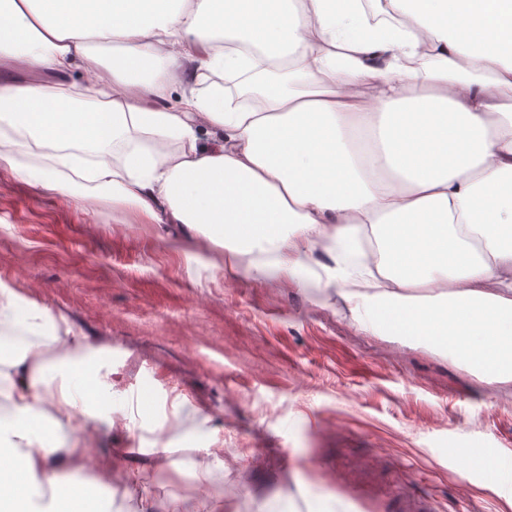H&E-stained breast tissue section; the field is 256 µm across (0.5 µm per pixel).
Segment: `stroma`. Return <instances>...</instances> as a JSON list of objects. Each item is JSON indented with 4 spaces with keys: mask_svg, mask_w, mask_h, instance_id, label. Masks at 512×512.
Masks as SVG:
<instances>
[{
    "mask_svg": "<svg viewBox=\"0 0 512 512\" xmlns=\"http://www.w3.org/2000/svg\"><path fill=\"white\" fill-rule=\"evenodd\" d=\"M461 11L484 42L512 35V15L485 0ZM181 234L0 166V289L111 348L115 391L185 396L166 439L222 442L213 491L233 512H261L283 491L340 512H512V493L458 480L480 449L512 461V382L487 385L357 330L288 279L225 277L207 246L170 247Z\"/></svg>",
    "mask_w": 512,
    "mask_h": 512,
    "instance_id": "stroma-1",
    "label": "stroma"
}]
</instances>
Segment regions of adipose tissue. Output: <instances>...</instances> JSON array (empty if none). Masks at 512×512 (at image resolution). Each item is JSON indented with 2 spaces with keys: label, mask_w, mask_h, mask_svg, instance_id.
Segmentation results:
<instances>
[{
  "label": "adipose tissue",
  "mask_w": 512,
  "mask_h": 512,
  "mask_svg": "<svg viewBox=\"0 0 512 512\" xmlns=\"http://www.w3.org/2000/svg\"><path fill=\"white\" fill-rule=\"evenodd\" d=\"M457 2L0 0V71L53 78L0 80V164L181 225L229 273L247 259L358 329L512 382V110L497 100L512 59L449 32ZM127 398L67 317L0 289V507L99 512L59 474L84 459L81 433L118 413L141 444L182 420L181 399ZM124 477L113 512H185L144 468Z\"/></svg>",
  "instance_id": "obj_1"
}]
</instances>
